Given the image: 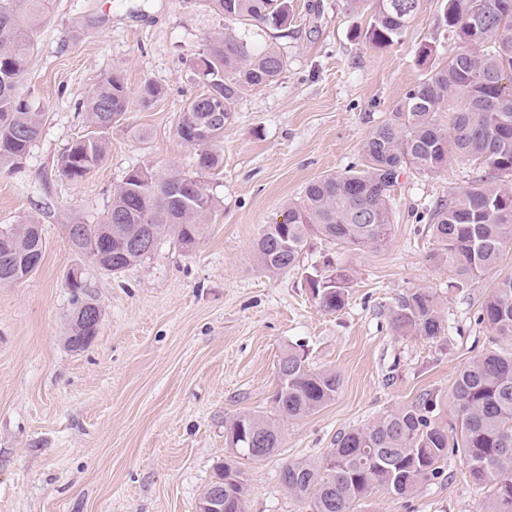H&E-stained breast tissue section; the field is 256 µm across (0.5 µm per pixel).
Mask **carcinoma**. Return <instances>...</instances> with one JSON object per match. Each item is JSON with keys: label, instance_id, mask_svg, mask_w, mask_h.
<instances>
[{"label": "carcinoma", "instance_id": "1", "mask_svg": "<svg viewBox=\"0 0 512 512\" xmlns=\"http://www.w3.org/2000/svg\"><path fill=\"white\" fill-rule=\"evenodd\" d=\"M366 2L371 20L364 39L381 47L399 40L420 0ZM46 0H0V170L18 167L38 137L43 114L20 91L31 50L30 30ZM227 21H250L276 30L287 28L293 0H206ZM438 26L456 32L462 50L438 63L400 99L391 117L364 143L360 169L310 182L300 201L291 203L282 223L269 224L256 242L259 264L269 272L300 262L309 237H321L353 252L386 245L392 234L394 194L402 173H440L452 162L483 169L486 175L468 189L450 193L429 210L441 248L436 262L452 265L458 288L492 275L512 246V0H442ZM286 60L273 48L255 49L233 29L211 37L192 62L202 91L183 108L175 134L196 149L197 165L213 169L221 160L224 126L248 89L279 80ZM161 85L146 80L131 95L115 70L94 84L82 101L95 129L73 142L59 161L70 180L86 177L104 159L106 131L137 104L154 106ZM212 200L201 185L180 174H161L150 165L130 169L115 189L112 205L98 224H78L70 234L74 249L99 269L118 273L139 264L147 251L132 243L150 226L154 246L170 236L189 247L201 236ZM42 237L25 224L0 233V284L36 271L31 259L43 254ZM334 266L326 260L325 267ZM336 267V266H334ZM326 284L317 270L306 286L324 311L347 305L349 271L336 267ZM74 306L68 345L78 347L98 332L101 312L94 299L71 283ZM399 336L435 339L444 331L436 298L419 288L388 308ZM502 338L512 339V274L495 277L476 318ZM273 395L277 416L301 419L333 401L340 378L313 371L298 347L278 362ZM460 437L434 423L437 399L423 394L371 424L337 436L335 448L319 461L285 463L280 481L310 512H354L374 489L408 496L442 477L448 451L461 453L474 484L491 489L484 512H512V354L487 350L467 362L452 389ZM235 457L261 461L280 448L275 421L242 414L226 424ZM223 490L224 512H246L247 472L233 460L217 466L205 491Z\"/></svg>", "mask_w": 512, "mask_h": 512}]
</instances>
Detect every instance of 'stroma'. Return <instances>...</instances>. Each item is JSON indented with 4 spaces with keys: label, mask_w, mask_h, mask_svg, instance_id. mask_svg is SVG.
Segmentation results:
<instances>
[{
    "label": "stroma",
    "mask_w": 512,
    "mask_h": 512,
    "mask_svg": "<svg viewBox=\"0 0 512 512\" xmlns=\"http://www.w3.org/2000/svg\"><path fill=\"white\" fill-rule=\"evenodd\" d=\"M440 4L421 0L403 37L383 48L362 38L370 12L352 0H294L284 33L238 25L256 46L275 45L287 69L243 95L224 128L222 163L202 170L175 126L201 90L190 61L223 31V17L204 0H48L21 85L42 129L20 167L0 171V229L32 220L45 242L31 276L0 285V512H197L216 466L232 456L226 421L273 416L278 359L296 345L341 387L318 412L280 422L274 456L242 460L247 512H308L281 485L283 463L320 460L340 433L422 394L438 400L436 424L454 427L461 367L487 349L512 352V340L475 321L487 281L458 289L454 268L431 260L438 244L427 213L469 186V173L452 165L403 174L392 238L380 249L313 238L299 267L278 274L254 250L309 182L358 168L366 139L425 73L421 47L432 49L428 64L459 50L456 34L436 26ZM115 69L129 90L151 80L165 95L150 109L132 107L109 132L103 161L68 180L58 161L90 130L79 104ZM143 162L198 180L211 215L193 249L166 239L111 274L73 250L69 229L100 223ZM327 258L351 272L348 304L336 313L305 283ZM73 271L101 309L98 333L80 351L67 346ZM419 288L444 317L434 340L390 325L388 306ZM488 494L452 453L442 478L407 497L374 490L355 512H480Z\"/></svg>",
    "instance_id": "1"
}]
</instances>
